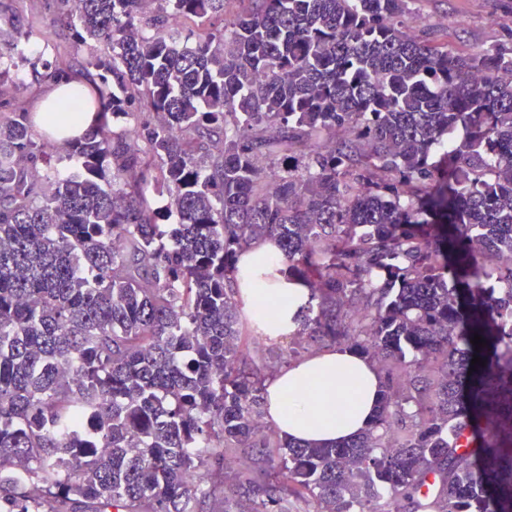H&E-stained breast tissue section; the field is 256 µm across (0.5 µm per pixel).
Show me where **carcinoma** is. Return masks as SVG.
Instances as JSON below:
<instances>
[{
	"instance_id": "1",
	"label": "carcinoma",
	"mask_w": 512,
	"mask_h": 512,
	"mask_svg": "<svg viewBox=\"0 0 512 512\" xmlns=\"http://www.w3.org/2000/svg\"><path fill=\"white\" fill-rule=\"evenodd\" d=\"M143 2L53 0L93 86L43 135L5 103L0 512H203L219 491L224 512H512V46L412 34L406 0ZM26 39L0 46L34 74L18 93L39 85ZM72 74L61 56L47 79ZM76 112L75 166L41 172ZM263 242L310 299L256 361L239 263ZM305 336L382 367L349 441L264 432ZM237 448L260 457L229 470Z\"/></svg>"
}]
</instances>
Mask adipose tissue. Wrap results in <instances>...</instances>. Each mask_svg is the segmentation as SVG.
<instances>
[{"instance_id": "1", "label": "adipose tissue", "mask_w": 512, "mask_h": 512, "mask_svg": "<svg viewBox=\"0 0 512 512\" xmlns=\"http://www.w3.org/2000/svg\"><path fill=\"white\" fill-rule=\"evenodd\" d=\"M249 308H274L276 327L287 330L309 291L280 281H255ZM383 378L370 361L345 351H323L285 367L265 386L267 421L286 439L329 445L351 437L372 421Z\"/></svg>"}]
</instances>
